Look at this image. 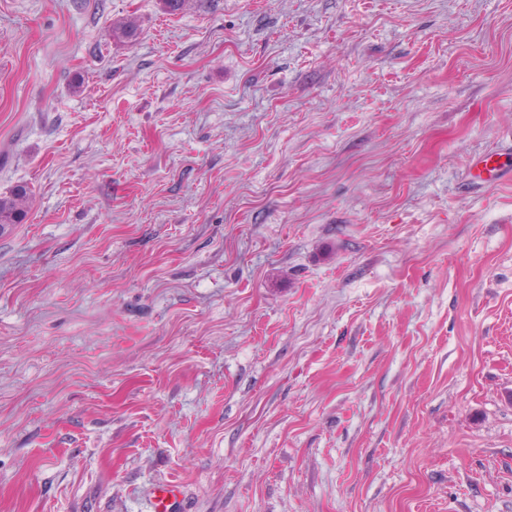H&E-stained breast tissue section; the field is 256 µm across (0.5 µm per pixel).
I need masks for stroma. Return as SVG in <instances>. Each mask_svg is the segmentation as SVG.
<instances>
[{
  "label": "stroma",
  "mask_w": 512,
  "mask_h": 512,
  "mask_svg": "<svg viewBox=\"0 0 512 512\" xmlns=\"http://www.w3.org/2000/svg\"><path fill=\"white\" fill-rule=\"evenodd\" d=\"M511 148L512 0H0V512H512ZM474 170V179L481 182H498L507 175V172L499 167L492 157L487 156L475 162ZM30 189L26 185H16L5 194H0V234L15 224L26 221L29 213ZM181 490L178 484L168 482L158 485L152 493L153 512H179L174 511V505L180 504Z\"/></svg>",
  "instance_id": "stroma-1"
}]
</instances>
